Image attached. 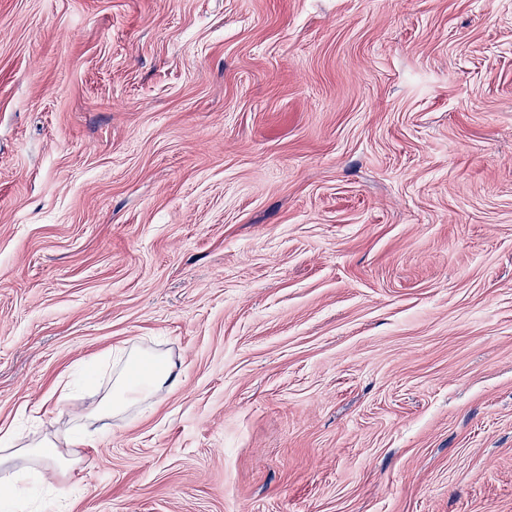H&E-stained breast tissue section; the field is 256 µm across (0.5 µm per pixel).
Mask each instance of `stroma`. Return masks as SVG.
I'll return each instance as SVG.
<instances>
[{
    "instance_id": "obj_1",
    "label": "stroma",
    "mask_w": 512,
    "mask_h": 512,
    "mask_svg": "<svg viewBox=\"0 0 512 512\" xmlns=\"http://www.w3.org/2000/svg\"><path fill=\"white\" fill-rule=\"evenodd\" d=\"M0 430L39 512H512V0H0ZM173 368L147 353L132 351L113 383L112 394L103 398L89 415L112 416L128 407L143 403L177 382Z\"/></svg>"
}]
</instances>
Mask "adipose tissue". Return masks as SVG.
Wrapping results in <instances>:
<instances>
[{
    "label": "adipose tissue",
    "mask_w": 512,
    "mask_h": 512,
    "mask_svg": "<svg viewBox=\"0 0 512 512\" xmlns=\"http://www.w3.org/2000/svg\"><path fill=\"white\" fill-rule=\"evenodd\" d=\"M173 368L158 358L139 351H132L117 376L110 395L103 398L92 409L93 415L111 416L128 407L145 402L162 390L175 386ZM51 440L23 447L8 445L0 448V512H7L14 494L13 490L24 479L17 467L18 461L38 460L42 451L51 447Z\"/></svg>",
    "instance_id": "1"
}]
</instances>
